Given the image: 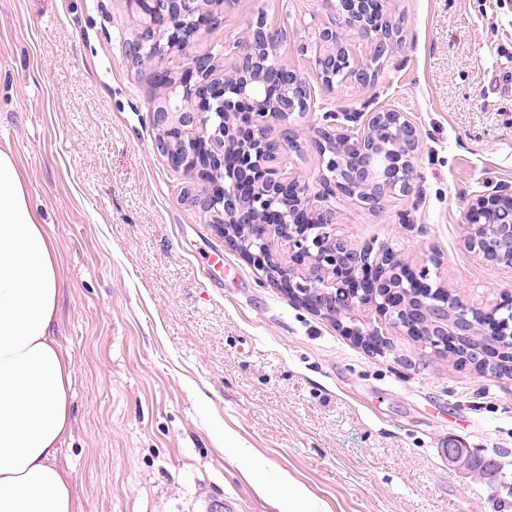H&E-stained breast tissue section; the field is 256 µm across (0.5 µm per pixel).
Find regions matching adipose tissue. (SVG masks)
<instances>
[{
    "label": "adipose tissue",
    "mask_w": 512,
    "mask_h": 512,
    "mask_svg": "<svg viewBox=\"0 0 512 512\" xmlns=\"http://www.w3.org/2000/svg\"><path fill=\"white\" fill-rule=\"evenodd\" d=\"M61 267L29 203L10 146L0 147V512H74L59 462L71 429L72 369L52 334Z\"/></svg>",
    "instance_id": "obj_1"
}]
</instances>
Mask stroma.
<instances>
[{"mask_svg": "<svg viewBox=\"0 0 512 512\" xmlns=\"http://www.w3.org/2000/svg\"><path fill=\"white\" fill-rule=\"evenodd\" d=\"M387 7L402 42L376 83L311 80L305 121L403 109L422 134L420 179L380 214L336 195V233L415 264L437 252L439 282L484 306L512 276L466 248L465 213L485 177L512 184V0ZM261 14L311 71L298 46L328 20L324 0H230L195 51L232 68ZM135 18L132 0H0V144L60 254L75 512H278L284 472L320 512H495L493 490L443 450L512 471V381L384 324V352H366L226 246L156 147L158 91L126 56ZM210 250L223 270L205 267Z\"/></svg>", "mask_w": 512, "mask_h": 512, "instance_id": "1", "label": "stroma"}]
</instances>
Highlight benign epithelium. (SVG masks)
<instances>
[{"label":"benign epithelium","mask_w":512,"mask_h":512,"mask_svg":"<svg viewBox=\"0 0 512 512\" xmlns=\"http://www.w3.org/2000/svg\"><path fill=\"white\" fill-rule=\"evenodd\" d=\"M140 24L126 52L140 65L177 56L185 61L164 77L163 92L150 107L157 149L171 167L191 176L182 201L200 211L224 241L288 297L328 318L360 345L378 335L342 320L357 308L375 321L420 336L422 345L448 356L460 368H494L512 379V291L505 289L487 308L466 303L435 283L436 255L412 264L388 244H359L336 234L329 199L338 193L367 209L384 210L390 200L412 194L422 147L408 113L386 107L349 112L344 121L330 112L318 126H300L310 109L304 74L281 56L279 31L261 15L237 41L233 74L224 75L219 54L192 52L191 36L170 31L177 24L199 33L214 20L223 0H135ZM333 17L315 28L313 70L322 86L367 88L377 69L349 54L346 37L357 33L380 61L397 47L400 28L384 0H336ZM310 141L322 160L319 189L285 170L283 161ZM225 171L230 184L214 180ZM470 199L465 242L481 259L512 273V185L491 177Z\"/></svg>","instance_id":"benign-epithelium-1"}]
</instances>
